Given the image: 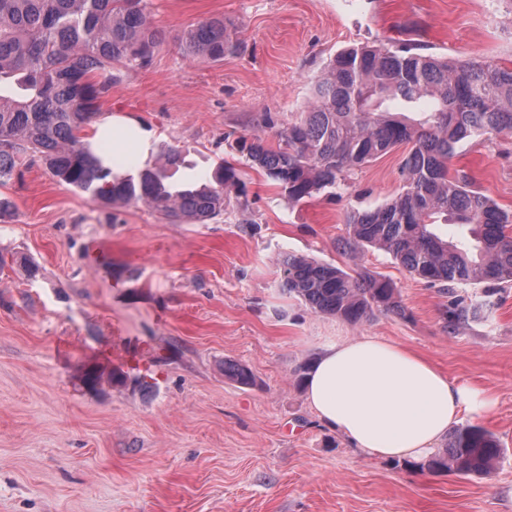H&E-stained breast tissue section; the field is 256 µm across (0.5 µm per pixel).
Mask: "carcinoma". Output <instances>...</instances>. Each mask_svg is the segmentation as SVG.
<instances>
[{"mask_svg":"<svg viewBox=\"0 0 512 512\" xmlns=\"http://www.w3.org/2000/svg\"><path fill=\"white\" fill-rule=\"evenodd\" d=\"M162 41L149 0H0V184L20 174L19 155L29 153L58 182L107 204L140 203L186 224L224 215L233 198L246 212L242 171L227 160L177 187L173 177L184 161L176 148L136 168L104 164L86 142L83 131L116 80L112 69L149 66ZM179 46L185 58L213 63L239 49L220 17L183 30ZM395 99L409 109L426 99L428 107L421 119L410 120L390 112L387 102ZM502 133H512V66L450 63L409 46H363L330 58L314 81L305 116L277 131L276 145L250 134L230 148L289 200L300 202L336 195L344 173L407 145L399 192L374 210L350 212L339 249L348 255L367 247L382 250L411 275L443 287L511 285L512 212L468 175L449 170L457 144ZM440 220L469 226L473 246L463 249L440 238L432 230ZM280 273L284 289L315 313L361 322L404 312L397 288L381 274L355 277L291 253ZM476 313L477 306L459 296L443 317L457 329ZM106 374L117 385L126 383L123 375L96 365L84 371L82 383L95 391ZM224 376L254 384L250 368L239 362H224ZM498 455L493 435L466 426L420 468L488 477Z\"/></svg>","mask_w":512,"mask_h":512,"instance_id":"carcinoma-1","label":"carcinoma"}]
</instances>
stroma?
Masks as SVG:
<instances>
[{
    "mask_svg": "<svg viewBox=\"0 0 512 512\" xmlns=\"http://www.w3.org/2000/svg\"><path fill=\"white\" fill-rule=\"evenodd\" d=\"M152 15L163 43L148 67L119 72L100 112L139 120L158 152L178 147L179 178L221 158L242 168L250 221L232 209L180 224L107 205L38 162L0 185L12 203L0 251L37 268L0 269V512H512V286L443 291L383 251L338 249L351 210L398 192L404 148L353 171L339 196L298 203L230 149L244 134L276 144L264 116L299 121L346 48L511 64L512 0H152ZM212 17L239 52L186 59L177 34ZM451 167L512 212V133L460 142ZM289 253L386 276L404 315L311 312L281 286ZM455 295L484 308L451 330L442 310ZM339 336L402 345L492 399L462 420L499 441L491 477L372 457L321 425L296 372ZM228 361L254 385L227 379ZM91 364L130 381L86 390Z\"/></svg>",
    "mask_w": 512,
    "mask_h": 512,
    "instance_id": "1",
    "label": "stroma"
}]
</instances>
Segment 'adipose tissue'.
<instances>
[{
    "label": "adipose tissue",
    "instance_id": "adipose-tissue-1",
    "mask_svg": "<svg viewBox=\"0 0 512 512\" xmlns=\"http://www.w3.org/2000/svg\"><path fill=\"white\" fill-rule=\"evenodd\" d=\"M103 143L133 153L141 167L156 153L152 132L126 115L95 122L90 144L96 149ZM305 387L324 426L386 460L424 459L463 412L486 414L493 407L421 355L375 336L337 337L313 362Z\"/></svg>",
    "mask_w": 512,
    "mask_h": 512
}]
</instances>
